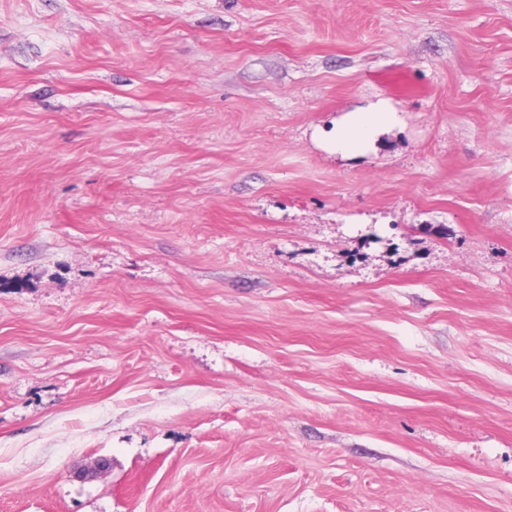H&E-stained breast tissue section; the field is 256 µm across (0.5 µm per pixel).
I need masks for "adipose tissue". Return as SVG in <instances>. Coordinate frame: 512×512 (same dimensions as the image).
Masks as SVG:
<instances>
[{"mask_svg":"<svg viewBox=\"0 0 512 512\" xmlns=\"http://www.w3.org/2000/svg\"><path fill=\"white\" fill-rule=\"evenodd\" d=\"M398 122L397 112L387 101H370L344 114L330 131L324 133L323 142L332 152L344 155L364 153Z\"/></svg>","mask_w":512,"mask_h":512,"instance_id":"adipose-tissue-1","label":"adipose tissue"}]
</instances>
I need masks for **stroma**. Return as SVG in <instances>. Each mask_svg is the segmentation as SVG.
<instances>
[{
    "instance_id": "stroma-1",
    "label": "stroma",
    "mask_w": 512,
    "mask_h": 512,
    "mask_svg": "<svg viewBox=\"0 0 512 512\" xmlns=\"http://www.w3.org/2000/svg\"><path fill=\"white\" fill-rule=\"evenodd\" d=\"M0 512H512V0H0ZM397 113L386 100L369 101L346 112L330 131L325 132L324 145L330 152L343 155L367 152L381 135L398 124Z\"/></svg>"
}]
</instances>
